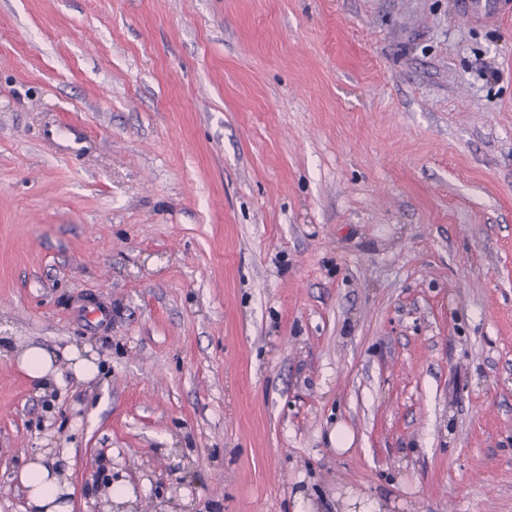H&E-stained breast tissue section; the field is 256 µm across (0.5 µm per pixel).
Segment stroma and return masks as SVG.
Instances as JSON below:
<instances>
[{"label":"stroma","mask_w":512,"mask_h":512,"mask_svg":"<svg viewBox=\"0 0 512 512\" xmlns=\"http://www.w3.org/2000/svg\"><path fill=\"white\" fill-rule=\"evenodd\" d=\"M0 336V512H512V21L0 0ZM16 364L30 379L40 385L64 384L59 361L48 351L40 347H29L16 356ZM81 355L80 350L75 348L65 354L64 357L68 360L76 379H91L97 372L96 365L87 358L81 357ZM42 461L43 454L36 453L19 473L28 512H70L72 486Z\"/></svg>","instance_id":"35a3bbf8"}]
</instances>
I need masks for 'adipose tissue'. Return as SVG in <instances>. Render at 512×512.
Masks as SVG:
<instances>
[{
	"label": "adipose tissue",
	"instance_id": "obj_1",
	"mask_svg": "<svg viewBox=\"0 0 512 512\" xmlns=\"http://www.w3.org/2000/svg\"><path fill=\"white\" fill-rule=\"evenodd\" d=\"M16 363L30 379L45 385L63 384L62 371L55 356L40 347L20 351ZM19 481L26 491L29 512H70L72 486L43 462L42 454H35L19 473Z\"/></svg>",
	"mask_w": 512,
	"mask_h": 512
}]
</instances>
